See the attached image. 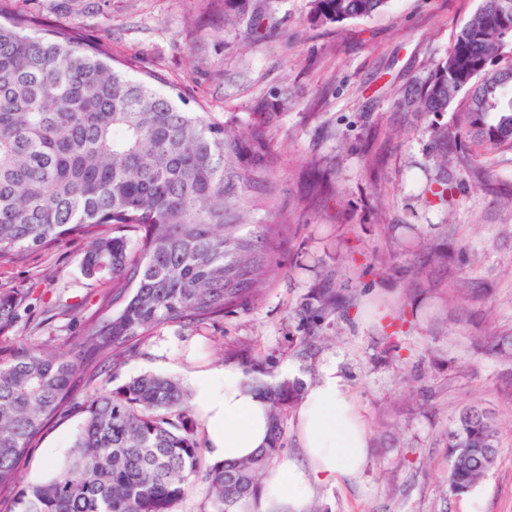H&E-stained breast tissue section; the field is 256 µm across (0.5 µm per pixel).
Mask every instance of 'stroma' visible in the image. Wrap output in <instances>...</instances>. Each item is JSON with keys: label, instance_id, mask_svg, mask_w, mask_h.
Returning <instances> with one entry per match:
<instances>
[{"label": "stroma", "instance_id": "35a3bbf8", "mask_svg": "<svg viewBox=\"0 0 512 512\" xmlns=\"http://www.w3.org/2000/svg\"><path fill=\"white\" fill-rule=\"evenodd\" d=\"M479 0H388L383 11L317 24L312 0H262L253 33L225 24L222 0H24L49 22H75L158 73L188 108L205 107L241 134L258 103L278 106L268 130L279 157L274 192L241 200L253 224H278L271 285L244 309L201 325L153 330L101 379L143 374L190 386L244 348L283 365L296 337L316 334L315 367L335 364L370 439L358 479L314 488L322 512H512V149L483 164L448 147L456 109L410 112L402 101L443 60ZM447 170H440V161ZM444 172L451 202L429 180ZM69 237L0 267V290L29 299L0 346L28 338L66 347L104 290ZM353 303L307 320L314 291ZM405 312L386 336L384 319ZM472 402L492 411L501 449L471 493H451L448 431ZM85 415L69 410L17 465L22 485L48 480L71 454Z\"/></svg>", "mask_w": 512, "mask_h": 512}]
</instances>
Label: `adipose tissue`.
I'll return each instance as SVG.
<instances>
[{
  "label": "adipose tissue",
  "mask_w": 512,
  "mask_h": 512,
  "mask_svg": "<svg viewBox=\"0 0 512 512\" xmlns=\"http://www.w3.org/2000/svg\"><path fill=\"white\" fill-rule=\"evenodd\" d=\"M195 404L214 461L234 462L269 442L268 403L242 369L228 363L196 381ZM301 455L278 462L265 480L260 512H306L314 487L357 479L367 461L369 439L354 394L335 366L323 368L306 386L295 412Z\"/></svg>",
  "instance_id": "1"
}]
</instances>
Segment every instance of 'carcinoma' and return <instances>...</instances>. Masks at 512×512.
<instances>
[{
    "label": "carcinoma",
    "instance_id": "carcinoma-1",
    "mask_svg": "<svg viewBox=\"0 0 512 512\" xmlns=\"http://www.w3.org/2000/svg\"><path fill=\"white\" fill-rule=\"evenodd\" d=\"M313 20L370 16L388 0H312ZM239 0L225 21H253ZM107 43L81 26L45 25L0 0V267L64 238L89 237L84 275L103 292L68 352L20 342L0 355V491L10 512H172L197 478L214 512H254L261 481L284 448L287 420L306 382L274 377L268 360L241 363L270 408V442L252 457L206 465L187 426L189 395L166 376L143 374L85 402L68 464L47 482L20 485L17 463L49 422L138 339L167 324L215 321L269 283L265 253L279 224L252 226L240 204L251 182L272 184L269 113L242 140L212 112L186 108L158 89L162 78L129 75ZM512 0H480L448 54L404 105L446 112L463 105L453 140L472 162L512 148ZM26 295L0 292V331ZM316 337L299 336L307 364ZM456 495L471 492L499 451L495 415L472 402L448 431Z\"/></svg>",
    "mask_w": 512,
    "mask_h": 512
}]
</instances>
